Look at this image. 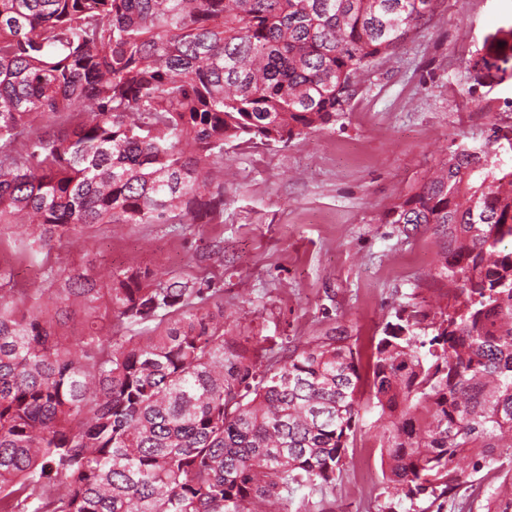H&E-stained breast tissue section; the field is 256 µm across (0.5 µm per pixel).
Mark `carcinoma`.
Instances as JSON below:
<instances>
[{
  "label": "carcinoma",
  "instance_id": "obj_1",
  "mask_svg": "<svg viewBox=\"0 0 512 512\" xmlns=\"http://www.w3.org/2000/svg\"><path fill=\"white\" fill-rule=\"evenodd\" d=\"M441 2L0 0V224L45 249L223 223L224 145L327 126ZM469 66L512 73V25ZM383 223L442 241L448 304L397 311L364 366L342 334L267 359L210 281L111 270L106 324L88 272L23 289L0 264V512H290L296 486L336 490L365 407L390 500L474 487L512 512V166L459 145Z\"/></svg>",
  "mask_w": 512,
  "mask_h": 512
}]
</instances>
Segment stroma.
Wrapping results in <instances>:
<instances>
[{
  "label": "stroma",
  "mask_w": 512,
  "mask_h": 512,
  "mask_svg": "<svg viewBox=\"0 0 512 512\" xmlns=\"http://www.w3.org/2000/svg\"><path fill=\"white\" fill-rule=\"evenodd\" d=\"M512 24V0H443L415 39L370 69L346 112L326 128L259 149L225 145L220 224H90L31 255L0 224V262L20 287L46 268L108 264L218 283L224 310L260 346L347 330L368 347L397 310L435 311L440 243L381 218L465 144H487L512 122V77L473 87L468 62ZM374 414H364L355 464L335 493L302 487L291 512H377L382 487Z\"/></svg>",
  "instance_id": "1"
}]
</instances>
